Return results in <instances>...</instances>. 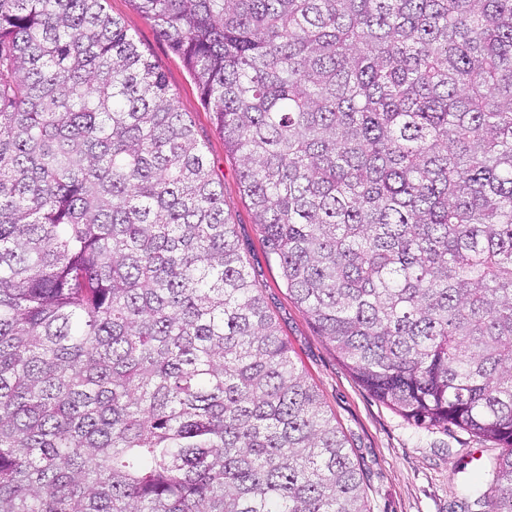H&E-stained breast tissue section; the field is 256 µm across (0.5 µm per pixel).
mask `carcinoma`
I'll return each mask as SVG.
<instances>
[{"mask_svg":"<svg viewBox=\"0 0 512 512\" xmlns=\"http://www.w3.org/2000/svg\"><path fill=\"white\" fill-rule=\"evenodd\" d=\"M288 295L374 396L502 452L512 0H131ZM106 0H0V512H370L224 187Z\"/></svg>","mask_w":512,"mask_h":512,"instance_id":"cac0c4a2","label":"carcinoma"}]
</instances>
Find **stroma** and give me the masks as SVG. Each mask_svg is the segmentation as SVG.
<instances>
[{"instance_id": "stroma-1", "label": "stroma", "mask_w": 512, "mask_h": 512, "mask_svg": "<svg viewBox=\"0 0 512 512\" xmlns=\"http://www.w3.org/2000/svg\"><path fill=\"white\" fill-rule=\"evenodd\" d=\"M107 10L135 36L205 144L214 175L224 185V213L235 226L251 278L293 359L316 386L360 463L371 512H480L467 486L475 464L497 455L496 446L455 428H416L361 384L308 313L289 297L278 259L266 247L239 188L237 158L225 147L182 59L131 0H107Z\"/></svg>"}]
</instances>
